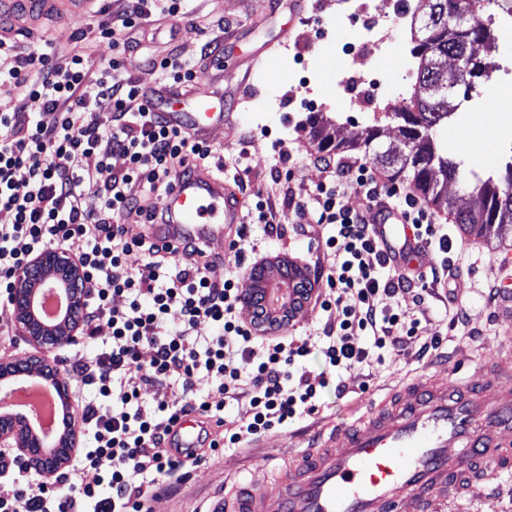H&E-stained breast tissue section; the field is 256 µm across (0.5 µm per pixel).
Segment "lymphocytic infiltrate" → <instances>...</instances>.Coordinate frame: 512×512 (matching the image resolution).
<instances>
[{
  "label": "lymphocytic infiltrate",
  "mask_w": 512,
  "mask_h": 512,
  "mask_svg": "<svg viewBox=\"0 0 512 512\" xmlns=\"http://www.w3.org/2000/svg\"><path fill=\"white\" fill-rule=\"evenodd\" d=\"M118 19L97 24L117 55L109 66L93 70L83 51L56 54L49 45L15 54L0 40V84L18 95L14 112L0 114V302L11 303L21 273L45 252L73 253L84 276L85 301L80 339L62 365L72 385L93 389L78 401L76 418L82 443L69 465L44 479L22 473L10 449L0 448V475L13 476L15 489L0 493V512H149L152 499L168 494L202 460L192 451L170 454L174 425L197 416L219 427L218 447L246 448L276 428L317 412L323 393L344 398L343 370L368 358L371 348H393L419 332L396 305L399 295L426 290L429 283L451 286L457 268L447 236L435 227L444 216L414 190L400 189L387 171L366 159L345 161L315 154L312 162L332 176L315 194L318 224L335 226L325 245L336 262L316 303L328 315L319 336H256L244 315L237 285L250 261L239 232L227 261L234 269L224 278L212 274L216 260L192 241L178 254L163 255L147 236L127 239L130 219L154 213L183 155L211 161L210 145L170 129L145 104L144 90L122 78V57L139 46L152 23L179 21L187 0H126ZM159 87L193 84L196 65L177 53L150 56ZM124 166L112 172L110 160ZM25 171L24 182L15 179ZM104 175L99 207L81 205L82 186ZM361 194L363 209L347 207L348 193ZM397 210L413 225L419 240L436 249L441 260L429 277L399 272L388 263L371 233L368 214L376 206ZM124 296V308L113 299ZM178 309L179 323L168 320ZM108 336H101V328ZM151 348L150 362L140 351ZM318 356L322 370L311 376L305 364ZM205 372L222 399L210 402L193 391L195 373ZM180 384L182 397L158 399L143 412L146 387ZM246 400L249 415L227 419L229 401ZM98 479L83 482L84 471Z\"/></svg>",
  "instance_id": "obj_1"
}]
</instances>
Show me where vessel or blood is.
<instances>
[{"instance_id": "vessel-or-blood-1", "label": "vessel or blood", "mask_w": 512, "mask_h": 512, "mask_svg": "<svg viewBox=\"0 0 512 512\" xmlns=\"http://www.w3.org/2000/svg\"><path fill=\"white\" fill-rule=\"evenodd\" d=\"M87 2L0 0V35L82 13ZM148 102L168 126L198 141H209L215 126L232 121L223 91L211 84L153 91ZM242 207L234 181L199 166L190 179L175 180L163 204L170 221L151 225V237L170 248L186 240L207 246L217 237L229 246L243 222ZM372 231L395 267L426 272V248L414 240L403 215L373 221ZM496 262L504 274L497 312L511 319L512 253ZM508 470L512 403L497 394L415 381L404 388L402 401L331 429L319 451L305 452L281 473L276 493L254 478L210 512H440L452 489L477 473L493 477Z\"/></svg>"}]
</instances>
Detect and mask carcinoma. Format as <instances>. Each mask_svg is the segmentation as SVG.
Returning <instances> with one entry per match:
<instances>
[{"label":"carcinoma","mask_w":512,"mask_h":512,"mask_svg":"<svg viewBox=\"0 0 512 512\" xmlns=\"http://www.w3.org/2000/svg\"><path fill=\"white\" fill-rule=\"evenodd\" d=\"M424 37L415 42L411 55L419 59L416 83L409 107L392 113L400 122V139L382 143L377 124L368 125L348 138L340 137L335 124L314 112L309 118L312 134L323 151L369 152L396 180L408 181L423 200L444 207L454 223L468 235L503 241L512 232V160L502 171L480 176L437 151L434 133L458 110L459 103L436 90L441 65L450 58H477V48H495L491 30L482 17L462 26L449 23L461 11L479 10L467 0H426ZM461 184L473 203L459 208L448 198V183Z\"/></svg>","instance_id":"carcinoma-1"}]
</instances>
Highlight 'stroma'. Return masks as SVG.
Instances as JSON below:
<instances>
[{
  "label": "stroma",
  "instance_id": "1",
  "mask_svg": "<svg viewBox=\"0 0 512 512\" xmlns=\"http://www.w3.org/2000/svg\"><path fill=\"white\" fill-rule=\"evenodd\" d=\"M301 19H294L288 0H190L189 21L180 23L174 40H142L137 51L126 54L124 70L139 84L157 85L158 76L147 63L148 56L165 54L177 49L186 61L198 59L203 45L218 37L224 22H231L236 37L225 46L230 56L244 57L265 44L281 40L283 28L293 30L288 45L279 55L267 61L255 72L253 99L238 105L235 127H215L211 143L224 163L226 176L238 178L246 210H253L257 201H265L273 209H281L285 195L294 193L312 197L316 186L325 181L323 170L312 164L310 153L317 146L309 135L308 111L305 99L317 97L326 105L325 112L339 118L349 97L339 86L341 78L359 74L373 66L395 79L405 70H414L418 61L410 54L412 37L420 26L418 0H399L404 14L400 24L389 33L385 53L366 55L343 54L344 44L355 41L357 30L350 26L353 17L374 13L383 0H315ZM89 15L69 16L46 22L38 31H24L14 38L17 50L26 52L42 40H53L57 51H67L81 43L94 68L108 66L116 50L111 40L97 37ZM512 91V79H504L494 71L491 79L479 85V95L473 102V119L449 121L437 135L439 149L448 157L464 160L466 166L478 171H490L500 166L497 153L500 145L512 147V103L502 106L491 127H484L487 112L485 99L501 91ZM466 135H481L492 151L490 159L482 161L464 155L460 140ZM288 150L289 160H282L280 150ZM453 251L464 277L457 301L432 293L425 301L407 294L398 300L409 318L418 320V335L404 337L395 349H371L361 364L345 371L349 392L344 399L326 394L320 400L318 413L304 417L288 430H276L260 438L254 446L240 451L229 449L206 455L204 462L194 467L178 490L155 498L151 512H210L224 493L225 475L263 465L273 455L287 458L288 454L317 443L321 423H341L364 411L371 394H386L402 382L418 376L446 377L448 361L456 349L481 362V369H467L461 375L463 384L487 392L492 388L486 376V365L512 352V323L498 317L496 303L490 298L497 285L498 271L492 258L499 249L495 243L462 235L458 228H449ZM250 244L254 247L260 266L269 268L280 261L328 266L333 257L321 241L295 234L291 225L269 230L263 225L252 228ZM463 311L466 320L454 324L456 311ZM11 335L15 344H0V364L19 363L37 357L48 359L49 354L31 337L21 335L10 305H0V334ZM437 339L438 348L420 355L423 341ZM453 512H512V477L500 475L481 482L480 486L457 500Z\"/></svg>",
  "mask_w": 512,
  "mask_h": 512
}]
</instances>
